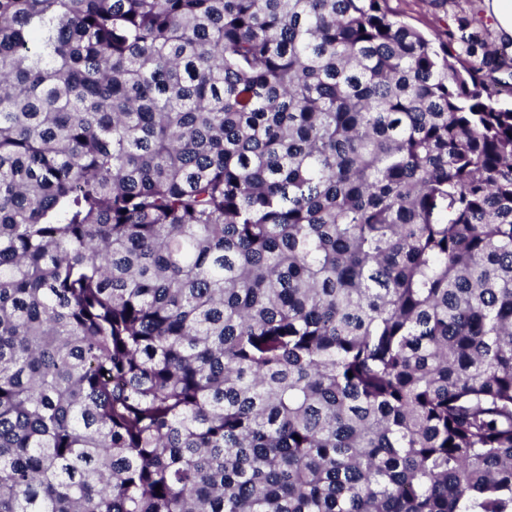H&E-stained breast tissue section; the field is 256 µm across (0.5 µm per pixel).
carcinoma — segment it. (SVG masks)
<instances>
[{"label":"carcinoma","instance_id":"obj_1","mask_svg":"<svg viewBox=\"0 0 512 512\" xmlns=\"http://www.w3.org/2000/svg\"><path fill=\"white\" fill-rule=\"evenodd\" d=\"M388 2L0 0V512H512V62Z\"/></svg>","mask_w":512,"mask_h":512}]
</instances>
